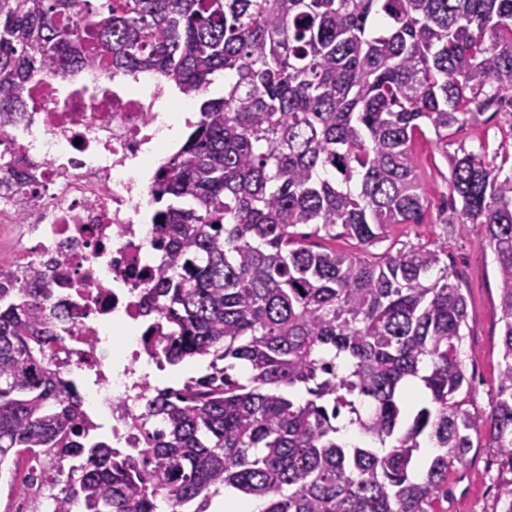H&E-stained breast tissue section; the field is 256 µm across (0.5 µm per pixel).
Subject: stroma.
<instances>
[{
	"mask_svg": "<svg viewBox=\"0 0 512 512\" xmlns=\"http://www.w3.org/2000/svg\"><path fill=\"white\" fill-rule=\"evenodd\" d=\"M506 153L512 161V107L489 113L487 120L466 124L448 139L447 152L461 149ZM434 140L420 139L413 145L419 181L427 191L428 208L423 223L391 226L375 253L403 245L447 242L448 266L468 302V320L463 350L471 389L465 397L469 410L489 412L496 396L498 377L504 366L501 354L503 324L493 255L486 246L485 228L479 224L448 223L449 164ZM512 474L500 471L495 449L480 441L457 473L448 478V512H496L500 486Z\"/></svg>",
	"mask_w": 512,
	"mask_h": 512,
	"instance_id": "obj_1",
	"label": "stroma"
}]
</instances>
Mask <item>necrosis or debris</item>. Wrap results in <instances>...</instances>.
<instances>
[{
  "instance_id": "4bbe7bcc",
  "label": "necrosis or debris",
  "mask_w": 512,
  "mask_h": 512,
  "mask_svg": "<svg viewBox=\"0 0 512 512\" xmlns=\"http://www.w3.org/2000/svg\"><path fill=\"white\" fill-rule=\"evenodd\" d=\"M164 88L157 72L127 80L101 64L45 73L25 89L22 111L0 122V224L16 225L18 241L0 270L66 307L65 370L81 378L85 410L116 448L136 443L150 379L137 368L149 341L142 300L157 271L141 176L165 150L154 110Z\"/></svg>"
}]
</instances>
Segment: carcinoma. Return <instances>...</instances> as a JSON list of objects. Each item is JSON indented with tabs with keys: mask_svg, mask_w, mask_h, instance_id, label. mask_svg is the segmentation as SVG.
I'll return each mask as SVG.
<instances>
[{
	"mask_svg": "<svg viewBox=\"0 0 512 512\" xmlns=\"http://www.w3.org/2000/svg\"><path fill=\"white\" fill-rule=\"evenodd\" d=\"M96 63L154 69L199 103L151 186L142 316L166 325L158 363H209L147 388L142 447L114 448L53 359L50 289L0 288V471L44 459L22 493L47 491L50 512H208L223 492L261 512H447L448 473L484 433L512 473V172L484 147L448 155L453 128L512 104V0H0V114L36 73ZM428 131L450 156L449 223L485 225L497 270L487 414L460 399L468 311L448 243L366 255L296 238L339 226L368 249L423 223L412 147Z\"/></svg>",
	"mask_w": 512,
	"mask_h": 512,
	"instance_id": "cac0c4a2",
	"label": "carcinoma"
}]
</instances>
